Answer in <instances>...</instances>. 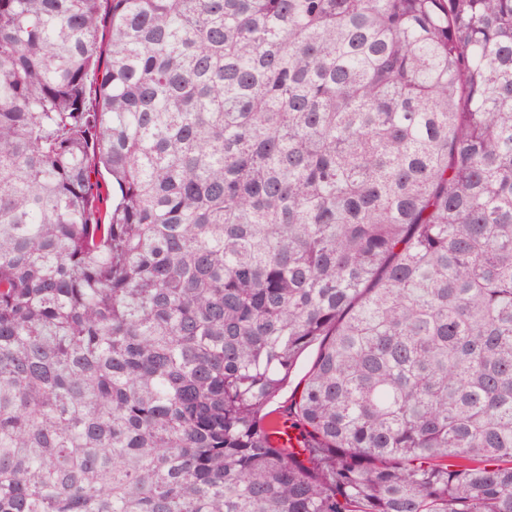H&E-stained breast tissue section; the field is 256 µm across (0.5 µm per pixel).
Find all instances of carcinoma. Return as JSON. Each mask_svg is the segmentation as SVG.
Segmentation results:
<instances>
[{"label": "carcinoma", "instance_id": "1", "mask_svg": "<svg viewBox=\"0 0 512 512\" xmlns=\"http://www.w3.org/2000/svg\"><path fill=\"white\" fill-rule=\"evenodd\" d=\"M0 512H512V0H0ZM315 357V350L311 349L306 351L300 358L298 365L292 373L288 384L281 390L275 400L269 405V409L282 410L287 406L291 400L299 396L302 388L303 377L310 368L312 361Z\"/></svg>", "mask_w": 512, "mask_h": 512}]
</instances>
